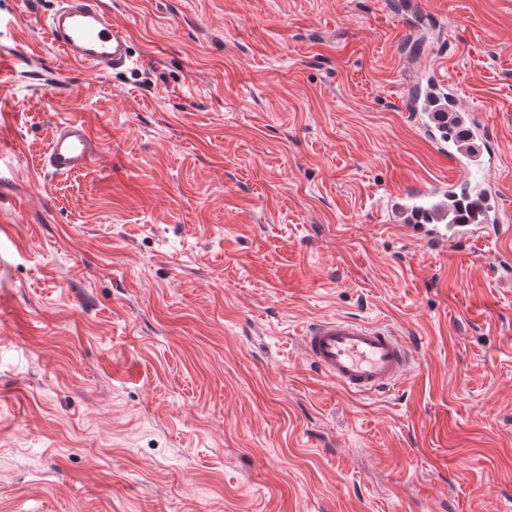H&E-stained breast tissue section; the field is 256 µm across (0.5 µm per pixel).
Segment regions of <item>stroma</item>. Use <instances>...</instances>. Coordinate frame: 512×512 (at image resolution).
<instances>
[{
  "mask_svg": "<svg viewBox=\"0 0 512 512\" xmlns=\"http://www.w3.org/2000/svg\"><path fill=\"white\" fill-rule=\"evenodd\" d=\"M99 2L105 74L0 0V512H512V239L393 221L461 177L410 108L443 57L512 225V0ZM332 316L407 336L405 383L321 375ZM100 148L99 139L85 121L73 116L56 125L45 164L55 174H75L90 165Z\"/></svg>",
  "mask_w": 512,
  "mask_h": 512,
  "instance_id": "1",
  "label": "stroma"
}]
</instances>
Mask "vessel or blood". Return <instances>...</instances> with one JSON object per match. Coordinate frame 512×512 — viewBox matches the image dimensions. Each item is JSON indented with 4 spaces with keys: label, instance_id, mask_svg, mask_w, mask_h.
Listing matches in <instances>:
<instances>
[{
    "label": "vessel or blood",
    "instance_id": "b4317fda",
    "mask_svg": "<svg viewBox=\"0 0 512 512\" xmlns=\"http://www.w3.org/2000/svg\"><path fill=\"white\" fill-rule=\"evenodd\" d=\"M50 43L70 61L100 73L125 67L131 60L129 35L93 0H57L46 23ZM456 126L458 136L449 155L462 166L480 157L487 133L473 120L440 105L424 116L425 131ZM101 144L78 117L59 122L47 148L45 164L53 173L70 175L85 170ZM429 235L447 236L448 195L436 193L426 212ZM301 347L330 381L357 396H372L396 388L411 370L405 336L390 325L361 323L343 317L315 320L306 329Z\"/></svg>",
    "mask_w": 512,
    "mask_h": 512
}]
</instances>
